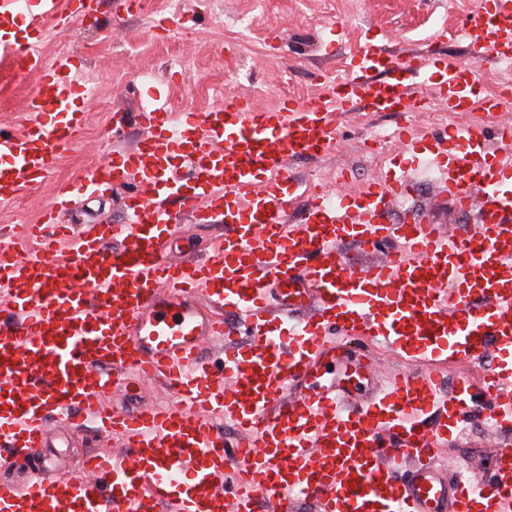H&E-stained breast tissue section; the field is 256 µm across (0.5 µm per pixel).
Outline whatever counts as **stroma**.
Listing matches in <instances>:
<instances>
[{
    "mask_svg": "<svg viewBox=\"0 0 512 512\" xmlns=\"http://www.w3.org/2000/svg\"><path fill=\"white\" fill-rule=\"evenodd\" d=\"M98 2L97 11L84 23L49 19L43 24L45 54H80L85 75L95 77L96 84L81 144L62 150L54 174L29 196L0 204V238L13 242L20 255L33 248L20 237L21 225L36 222L39 206L51 198L60 181L111 158L113 144L107 127L113 112H133L150 103L154 87H161V102L170 112L200 115L219 105L227 94L249 97L260 107L275 105L285 97L306 102L321 93L319 76L345 77L350 57L369 43L394 54L430 51L466 64L470 58L464 41L437 42L433 36L442 28L457 27L481 8L483 0H222L224 12L219 20L213 15L211 0H144L142 11L134 14L122 12L117 0ZM175 4L180 15L173 33H160L154 27L155 19L169 15ZM332 26L338 35L331 41L324 31ZM188 73L193 76L189 82L184 79ZM394 124L393 117L369 112L342 116L335 150L321 158L292 160L290 172L302 182L320 179L333 190L338 172L346 169L352 175L350 190H361L399 151V143L391 136ZM412 177L417 190L393 210L392 219L416 214L428 224L472 223V216L448 199H435L432 169H417ZM125 195L119 189L82 201L66 220L71 224L120 220ZM176 222L172 253L177 257L207 251L223 233L217 226L189 222L182 214ZM336 345L335 361L326 362L306 379V386L319 387L334 380L356 396L368 395L372 382L350 367L360 354L377 361L387 375L404 368L380 343L356 347L340 336ZM51 434L56 438L53 449H35L34 459L40 462L56 454L71 473L78 471L87 453L120 445L119 440L99 437L88 426L65 429L55 423ZM498 453L487 425L475 421L464 432L449 435L442 459L449 474L475 460L488 475Z\"/></svg>",
    "mask_w": 512,
    "mask_h": 512,
    "instance_id": "stroma-1",
    "label": "stroma"
}]
</instances>
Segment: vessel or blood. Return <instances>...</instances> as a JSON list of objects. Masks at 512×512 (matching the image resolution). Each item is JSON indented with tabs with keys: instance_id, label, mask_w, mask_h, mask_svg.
I'll return each mask as SVG.
<instances>
[{
	"instance_id": "vessel-or-blood-1",
	"label": "vessel or blood",
	"mask_w": 512,
	"mask_h": 512,
	"mask_svg": "<svg viewBox=\"0 0 512 512\" xmlns=\"http://www.w3.org/2000/svg\"><path fill=\"white\" fill-rule=\"evenodd\" d=\"M25 14L41 23L57 16V2L0 0V34ZM461 32L471 65L373 44L304 104L231 97L183 120L159 104L113 112V141L132 123L146 136L59 184L28 227L40 245L26 257L0 241V301L15 313L0 323V468L49 447L54 418L89 416L123 450L86 455L75 473L39 465L24 483L1 478L0 512H255L258 503L265 512H512V448L489 480L474 466L452 479L438 468L466 420L512 432L506 130L491 149L479 118L424 142L397 127L406 165L354 194L312 192L302 223L286 220L299 198L289 162L334 150L342 115L419 111L427 86L453 114L504 111L501 95L480 90L477 66L512 61V0H488ZM6 53L36 94L23 133L0 131L4 204L30 194L79 142L87 98L75 56L47 57L37 39ZM423 164L458 208L477 211L476 223L443 233L414 217L391 221ZM124 186L132 192L120 222L76 235L61 223L78 200ZM177 206L224 227L217 246L179 264L165 245ZM348 242L373 250L366 267H350ZM231 311L243 316L249 351L236 346ZM339 333L383 342L406 370L359 400L336 384L292 391L335 355ZM208 341L217 357L203 356ZM483 357L477 390L468 371ZM449 367L460 375L447 392ZM131 380L163 383L174 403L106 409ZM479 391L493 402L489 414L475 407ZM219 421L237 433L233 450Z\"/></svg>"
}]
</instances>
